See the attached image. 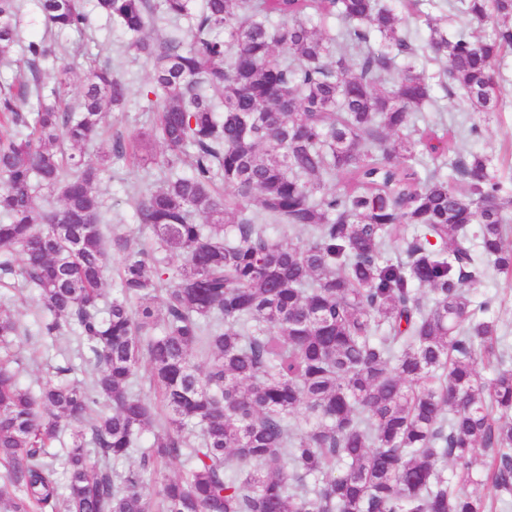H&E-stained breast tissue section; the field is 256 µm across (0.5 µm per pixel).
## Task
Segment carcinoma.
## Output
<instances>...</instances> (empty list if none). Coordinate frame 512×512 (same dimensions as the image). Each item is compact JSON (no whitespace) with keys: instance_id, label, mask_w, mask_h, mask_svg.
Masks as SVG:
<instances>
[{"instance_id":"cac0c4a2","label":"carcinoma","mask_w":512,"mask_h":512,"mask_svg":"<svg viewBox=\"0 0 512 512\" xmlns=\"http://www.w3.org/2000/svg\"><path fill=\"white\" fill-rule=\"evenodd\" d=\"M455 2L492 36L433 27L418 47L385 0H204L199 11L195 0H96L150 64L155 118L92 164L84 147L124 107L126 84L91 68L78 110L61 105L39 76L58 46L21 42L19 0H0V60L22 52L19 92L0 95V286L33 294L39 340L75 337L46 363L51 376L24 388L33 336L0 301V512L508 502L512 352L476 294L492 271L512 280V192L456 136L408 134L437 105L420 51L445 62L438 83L462 89L471 111L498 109L491 64L512 49V0ZM40 8L61 32L89 25L83 0ZM315 18L338 28L324 35ZM127 156L156 175L132 195L141 245L108 225L97 189ZM53 193L61 206L40 207ZM268 222L305 235L280 243ZM394 243L405 259L385 258ZM111 253L121 296L106 300ZM480 363L495 375L481 378ZM147 428L153 441L137 445ZM132 455L114 475L109 462ZM175 460L185 473L163 474Z\"/></svg>"}]
</instances>
